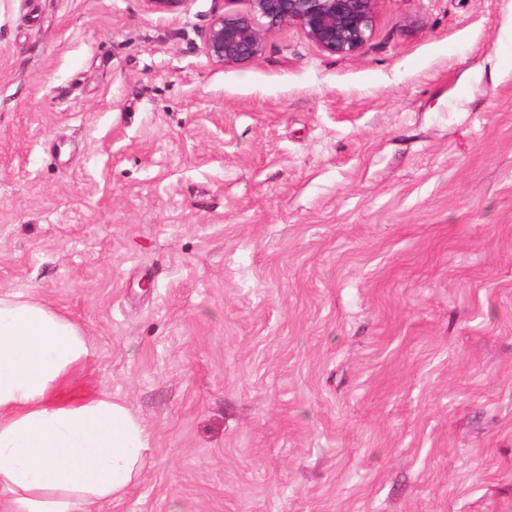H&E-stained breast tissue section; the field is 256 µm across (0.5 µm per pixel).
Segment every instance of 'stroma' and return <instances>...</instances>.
Returning <instances> with one entry per match:
<instances>
[{
  "mask_svg": "<svg viewBox=\"0 0 512 512\" xmlns=\"http://www.w3.org/2000/svg\"><path fill=\"white\" fill-rule=\"evenodd\" d=\"M0 0V289L152 435L100 512H512V0ZM250 14L215 13L203 36L204 53L218 66L256 59L265 35L297 26L323 51L353 56L365 46L379 0H248Z\"/></svg>",
  "mask_w": 512,
  "mask_h": 512,
  "instance_id": "stroma-1",
  "label": "stroma"
}]
</instances>
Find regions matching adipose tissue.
Masks as SVG:
<instances>
[{
    "mask_svg": "<svg viewBox=\"0 0 512 512\" xmlns=\"http://www.w3.org/2000/svg\"><path fill=\"white\" fill-rule=\"evenodd\" d=\"M92 345L24 290H0V512H95L141 476L150 433L104 387L77 383Z\"/></svg>",
    "mask_w": 512,
    "mask_h": 512,
    "instance_id": "adipose-tissue-1",
    "label": "adipose tissue"
}]
</instances>
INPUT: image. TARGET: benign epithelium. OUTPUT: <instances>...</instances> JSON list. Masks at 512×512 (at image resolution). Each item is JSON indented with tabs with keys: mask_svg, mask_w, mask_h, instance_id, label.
<instances>
[{
	"mask_svg": "<svg viewBox=\"0 0 512 512\" xmlns=\"http://www.w3.org/2000/svg\"><path fill=\"white\" fill-rule=\"evenodd\" d=\"M158 13H177L188 0H144ZM250 14L215 13L203 36L204 53L218 66L256 59L265 35L297 26L323 51L353 56L365 46L379 0H249Z\"/></svg>",
	"mask_w": 512,
	"mask_h": 512,
	"instance_id": "1",
	"label": "benign epithelium"
}]
</instances>
